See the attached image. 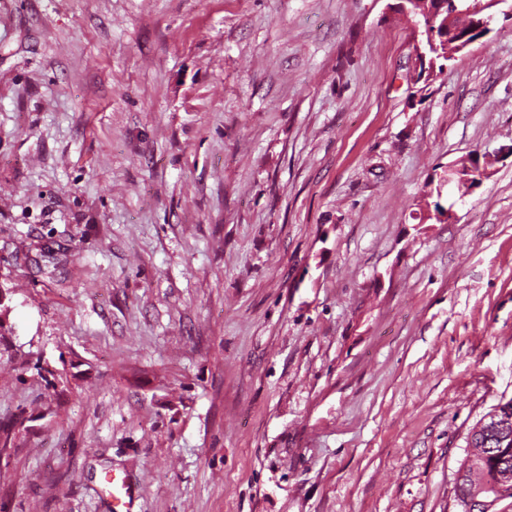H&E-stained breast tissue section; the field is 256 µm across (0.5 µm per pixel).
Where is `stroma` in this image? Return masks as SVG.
Listing matches in <instances>:
<instances>
[{
    "mask_svg": "<svg viewBox=\"0 0 512 512\" xmlns=\"http://www.w3.org/2000/svg\"><path fill=\"white\" fill-rule=\"evenodd\" d=\"M0 0V512H460L512 398V20ZM489 177L436 220L460 157ZM446 2L445 6H442L438 10V6L435 3V0H425L421 1V4L411 5L412 11L409 16L411 17V21L413 23L418 24V27L414 28V38L419 36V30L421 37L426 39L427 43V35H422L423 33L427 34V32H433L436 29L435 33V42L439 47L438 49L431 50L428 46V55H429V63L430 60L434 59L436 64L437 60L448 61L449 59L446 57L445 50V42H448V39H444L445 36L448 35V28L452 24L451 15L448 14V3L447 0H438ZM434 20V21H433ZM429 69L433 73V66L430 63ZM428 73V76L431 74ZM504 1L505 0H480L476 3L475 0L459 1L460 9L475 3V6H471L467 10L457 13L463 24L466 26L472 25V32L459 35L455 37L451 43H448L450 47V49H448V56L454 57L455 54L462 52L471 45L477 39H470L469 37L472 34L479 32L485 34L489 32L491 22L499 13L496 8L504 4ZM472 15L474 16L472 17ZM463 19L465 22H463ZM476 159H478V157L474 155H467L459 158L444 170L443 175L440 176V182L444 186L454 185L457 188L459 183L468 178L467 173L471 168V164L474 166L480 164V161L477 163L474 162ZM112 485V505L114 512H131L130 504L135 491L127 483L125 477L113 476L107 479Z\"/></svg>",
    "mask_w": 512,
    "mask_h": 512,
    "instance_id": "35a3bbf8",
    "label": "stroma"
}]
</instances>
